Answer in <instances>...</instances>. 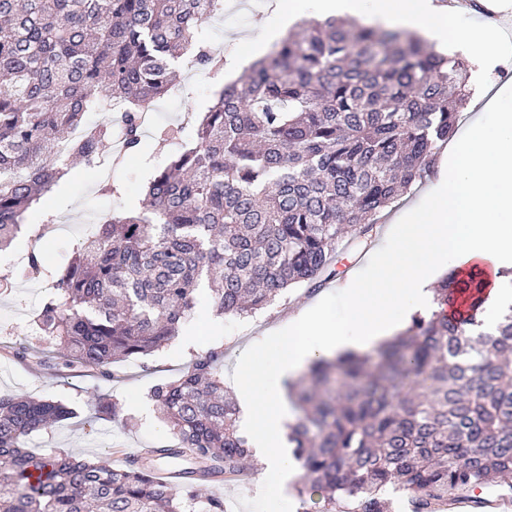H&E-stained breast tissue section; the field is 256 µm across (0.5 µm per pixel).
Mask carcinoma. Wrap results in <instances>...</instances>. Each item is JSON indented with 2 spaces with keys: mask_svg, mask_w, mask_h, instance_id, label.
<instances>
[{
  "mask_svg": "<svg viewBox=\"0 0 512 512\" xmlns=\"http://www.w3.org/2000/svg\"><path fill=\"white\" fill-rule=\"evenodd\" d=\"M224 0H0V252L70 163L141 145L140 113L172 86ZM473 65L398 28L337 18L288 35L193 115L194 136L148 179V207L99 225L65 265L47 272L37 246L27 274H50L40 335L69 362L108 380L116 364L167 344L206 286L215 312L249 316L292 288L336 277L339 245L367 242L376 218L432 172L459 124ZM114 118L91 123L87 113ZM482 276L450 272L438 310L415 315L376 357L313 363L297 385L288 446L303 472L301 505L321 512H436L454 491L512 474V306L492 334L480 325ZM468 298L463 318L449 316ZM224 350L193 356L152 397L174 441L120 468L57 451L36 461L27 439L69 419L49 399L0 396V512H224L198 487L237 473L251 449L224 390ZM191 454L179 483L157 481L162 459ZM49 469L26 484L34 465Z\"/></svg>",
  "mask_w": 512,
  "mask_h": 512,
  "instance_id": "cac0c4a2",
  "label": "carcinoma"
}]
</instances>
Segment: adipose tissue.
<instances>
[{
    "label": "adipose tissue",
    "mask_w": 512,
    "mask_h": 512,
    "mask_svg": "<svg viewBox=\"0 0 512 512\" xmlns=\"http://www.w3.org/2000/svg\"><path fill=\"white\" fill-rule=\"evenodd\" d=\"M318 16L351 15L400 26L429 42L464 51L475 64L501 51L495 24L474 29L457 8L440 0H314ZM484 115L470 120L449 140L430 178L425 202L406 208L391 227V244L377 252L369 277L351 279L350 308L337 322L327 299L301 309L275 330L277 362L265 365L251 351L238 380L242 423L254 455L279 481L280 492L299 465L282 434L294 414L286 384L314 360L379 345L400 329L404 312L432 308L433 273L447 265L464 274L484 270V331H493L494 313L512 304L504 270L512 268V97L497 93Z\"/></svg>",
    "instance_id": "adipose-tissue-1"
}]
</instances>
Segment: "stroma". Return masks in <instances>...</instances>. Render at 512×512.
Returning <instances> with one entry per match:
<instances>
[{
  "label": "stroma",
  "mask_w": 512,
  "mask_h": 512,
  "mask_svg": "<svg viewBox=\"0 0 512 512\" xmlns=\"http://www.w3.org/2000/svg\"><path fill=\"white\" fill-rule=\"evenodd\" d=\"M262 0H224L222 18H209L203 29L211 47L227 52L228 42L244 38L265 44L266 35L260 25ZM223 86L220 75L196 67L181 66L180 97L159 100L154 109L155 122L144 130L140 152L113 163L111 169L98 172L83 164H75L69 178L45 193L41 202L28 213L26 224L12 245L0 252V276L8 278L0 287V395L26 394L51 399L72 411L70 419L51 433L31 437L28 448L41 456L62 449L91 459H107L121 466L126 455L144 448L168 443L173 435L161 419L151 394L154 387L179 376L186 368L191 352H201L220 344L224 347L221 374L225 388H232L241 354L251 348H267L268 361L276 356L270 348L274 341L270 331L276 323L311 300L315 295L306 288L290 290L255 315L242 318L216 315L207 289L196 294L192 318L173 339L148 356L126 362L118 376L109 381L96 379L82 368L69 365L59 350H51L49 365L36 361L20 362L12 358V347L29 343L44 347L46 340L35 333V320L49 284L43 279L22 276L21 270L32 245H39L47 266L65 263L78 247L95 231V215L103 211H131L143 204L144 186L156 169L166 166L173 154L193 136L186 127V113L203 112L211 106L216 91ZM179 128L172 142L164 143L160 134L167 128ZM121 189L120 198L103 195L105 184ZM336 280L328 281L323 290L332 297L337 317H344L348 299L337 291V281L350 273L367 276L369 262L350 245H341L336 257ZM117 400L122 406L118 417L108 418L98 412L100 403ZM257 466L240 472L221 483L200 487L202 496H216L224 501L225 512H320L319 498L300 506L291 489L270 495L260 493L254 476Z\"/></svg>",
  "instance_id": "obj_1"
}]
</instances>
